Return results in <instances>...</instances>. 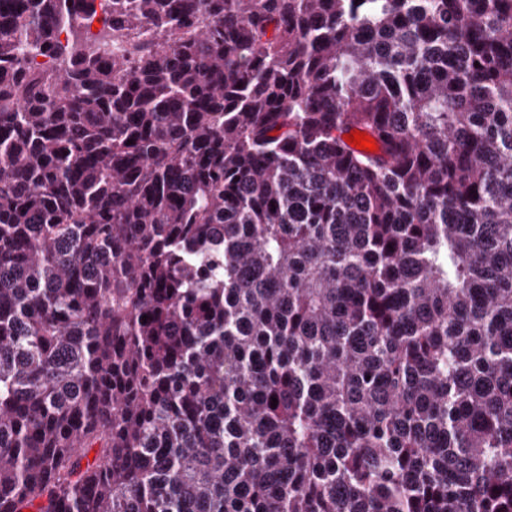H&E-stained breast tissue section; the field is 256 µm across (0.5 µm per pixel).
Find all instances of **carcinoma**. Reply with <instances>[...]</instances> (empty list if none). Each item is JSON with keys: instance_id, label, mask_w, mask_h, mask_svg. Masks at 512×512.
Returning a JSON list of instances; mask_svg holds the SVG:
<instances>
[{"instance_id": "cac0c4a2", "label": "carcinoma", "mask_w": 512, "mask_h": 512, "mask_svg": "<svg viewBox=\"0 0 512 512\" xmlns=\"http://www.w3.org/2000/svg\"><path fill=\"white\" fill-rule=\"evenodd\" d=\"M0 512H512V0H0Z\"/></svg>"}]
</instances>
